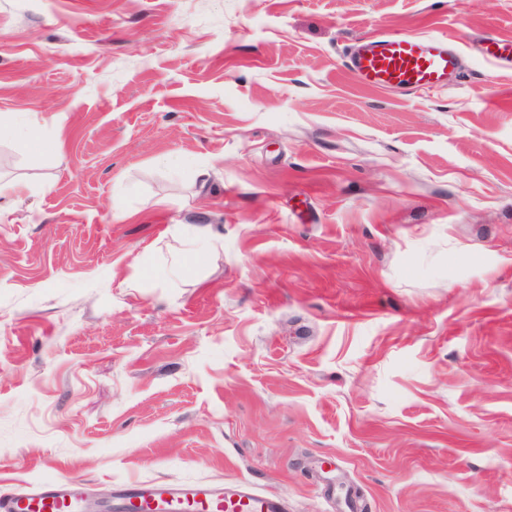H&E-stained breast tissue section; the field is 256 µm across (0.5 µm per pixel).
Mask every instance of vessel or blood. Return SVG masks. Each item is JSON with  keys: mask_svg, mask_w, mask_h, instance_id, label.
<instances>
[{"mask_svg": "<svg viewBox=\"0 0 512 512\" xmlns=\"http://www.w3.org/2000/svg\"><path fill=\"white\" fill-rule=\"evenodd\" d=\"M348 70L363 84L390 88L404 95L442 90L453 85L462 72V56L444 34L362 37L347 56ZM127 500L153 504L175 512L192 502L204 512H282V501L241 487L227 493L207 482L127 483ZM78 490L61 478H51L35 491L11 496L8 512H72Z\"/></svg>", "mask_w": 512, "mask_h": 512, "instance_id": "vessel-or-blood-1", "label": "vessel or blood"}]
</instances>
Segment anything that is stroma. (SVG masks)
<instances>
[{
    "mask_svg": "<svg viewBox=\"0 0 512 512\" xmlns=\"http://www.w3.org/2000/svg\"><path fill=\"white\" fill-rule=\"evenodd\" d=\"M395 33L448 34L457 86L362 85L351 45ZM489 39L512 0H0V496L62 476L512 512ZM174 224L216 248L172 282Z\"/></svg>",
    "mask_w": 512,
    "mask_h": 512,
    "instance_id": "obj_1",
    "label": "stroma"
}]
</instances>
